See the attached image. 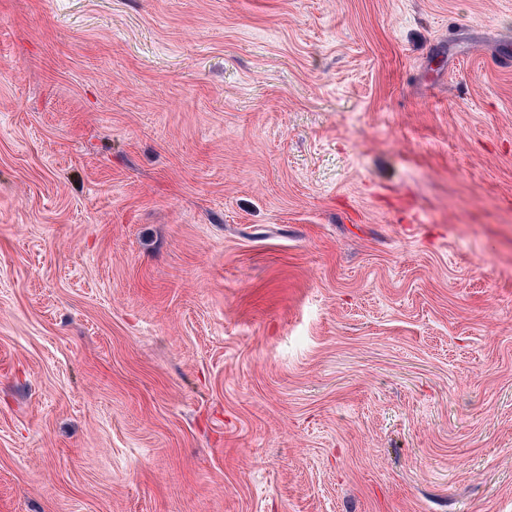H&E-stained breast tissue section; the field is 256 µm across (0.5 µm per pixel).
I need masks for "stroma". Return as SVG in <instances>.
<instances>
[{
    "label": "stroma",
    "mask_w": 512,
    "mask_h": 512,
    "mask_svg": "<svg viewBox=\"0 0 512 512\" xmlns=\"http://www.w3.org/2000/svg\"><path fill=\"white\" fill-rule=\"evenodd\" d=\"M512 0H0V512H512Z\"/></svg>",
    "instance_id": "stroma-1"
}]
</instances>
